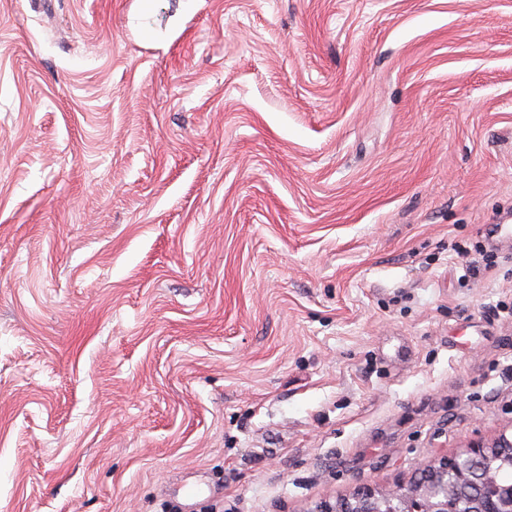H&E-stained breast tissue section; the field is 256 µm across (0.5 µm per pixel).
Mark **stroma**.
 I'll return each mask as SVG.
<instances>
[{"instance_id":"35a3bbf8","label":"stroma","mask_w":512,"mask_h":512,"mask_svg":"<svg viewBox=\"0 0 512 512\" xmlns=\"http://www.w3.org/2000/svg\"><path fill=\"white\" fill-rule=\"evenodd\" d=\"M506 218L512 0H0V512H314L511 434Z\"/></svg>"}]
</instances>
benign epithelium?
I'll return each mask as SVG.
<instances>
[{
    "label": "benign epithelium",
    "instance_id": "7a95c632",
    "mask_svg": "<svg viewBox=\"0 0 512 512\" xmlns=\"http://www.w3.org/2000/svg\"><path fill=\"white\" fill-rule=\"evenodd\" d=\"M512 448V437L500 435L493 443L476 442L452 458H442L426 468L428 481L390 493L364 488L336 506L316 512H448V499L464 504L462 512H512V483L499 485L480 462Z\"/></svg>",
    "mask_w": 512,
    "mask_h": 512
}]
</instances>
